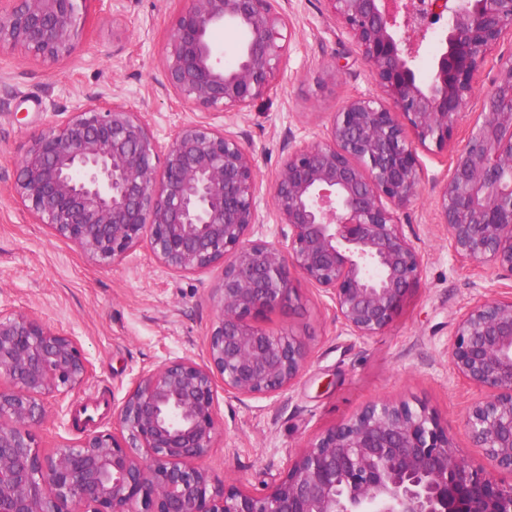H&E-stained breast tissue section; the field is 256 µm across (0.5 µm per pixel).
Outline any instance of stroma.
<instances>
[{
	"instance_id": "1",
	"label": "stroma",
	"mask_w": 512,
	"mask_h": 512,
	"mask_svg": "<svg viewBox=\"0 0 512 512\" xmlns=\"http://www.w3.org/2000/svg\"><path fill=\"white\" fill-rule=\"evenodd\" d=\"M181 0H88L79 41L56 63L0 53V309L46 321L74 338L91 366L87 382L50 406L36 434L43 449L76 439L73 418L86 404L120 405L136 375L176 357L203 362L223 265L202 273H176L139 244L114 266L103 268L76 246L34 223L13 195L15 164L49 123L66 119L102 94L141 112L159 141L197 109L163 88V49ZM292 39L278 89L245 112L214 115L215 126L246 137L259 168L258 211L263 240L281 231L271 215V187L282 168L288 139L312 140L349 98L380 95L354 41L325 0H285ZM512 58V38L487 57L478 92L457 123L453 142L466 139L500 63ZM420 200L401 216L422 253L423 274L392 325L361 339L337 319L333 304L298 281L300 306L262 315L257 325L287 329L309 346L300 377L278 395L238 400L219 397L220 430L202 461L225 486L263 491L274 486L288 458L315 435L346 421L370 402L388 399L427 405L466 458L482 455L462 423L479 390L453 373L448 342L464 311L479 298L512 294V282L460 264L448 250L438 195L450 165L447 148L419 150Z\"/></svg>"
}]
</instances>
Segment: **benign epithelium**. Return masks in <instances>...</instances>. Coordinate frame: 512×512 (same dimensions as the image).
I'll return each mask as SVG.
<instances>
[{
    "instance_id": "benign-epithelium-1",
    "label": "benign epithelium",
    "mask_w": 512,
    "mask_h": 512,
    "mask_svg": "<svg viewBox=\"0 0 512 512\" xmlns=\"http://www.w3.org/2000/svg\"><path fill=\"white\" fill-rule=\"evenodd\" d=\"M84 0H15L0 8V53L69 55ZM385 98L346 101L309 143L288 146L271 192L286 245L255 237L258 166L242 137L205 121L161 144L150 123L103 95L47 125L17 163L16 198L37 224L108 266L145 241L176 273L224 264L206 361L140 371L112 430L46 452L35 427L79 389L89 361L38 318L0 310V512H512V295L481 298L458 319L448 364L482 392L464 425L482 457L464 459L427 406L372 402L288 459L270 490L218 487L196 465L218 432L217 385L271 397L304 371L309 349L255 318L293 306L301 278L361 339L383 333L422 275L400 213L421 194L418 149L451 141L489 52L512 34V0H327ZM445 19L431 73L415 60ZM243 35L224 64L213 40ZM290 27L279 0H183L163 58L166 91L232 114L277 89ZM482 120L452 147L438 197L448 250L512 281V59L500 65Z\"/></svg>"
}]
</instances>
